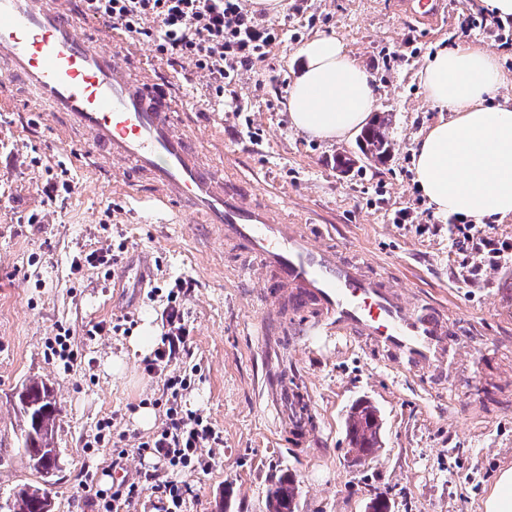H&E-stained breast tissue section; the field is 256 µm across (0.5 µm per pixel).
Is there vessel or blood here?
Instances as JSON below:
<instances>
[{
	"instance_id": "obj_1",
	"label": "vessel or blood",
	"mask_w": 512,
	"mask_h": 512,
	"mask_svg": "<svg viewBox=\"0 0 512 512\" xmlns=\"http://www.w3.org/2000/svg\"><path fill=\"white\" fill-rule=\"evenodd\" d=\"M404 4L425 24L442 9V0ZM136 54L118 34H84L78 0H0L7 75L56 116L59 132L81 131L93 155L148 183L159 205L212 225L245 253L262 299L311 309L318 327L361 339L399 368L439 374L455 365L459 351L439 309L345 260L342 243L290 223L275 196L248 200L241 179L185 131L178 101L130 66Z\"/></svg>"
}]
</instances>
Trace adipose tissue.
Segmentation results:
<instances>
[{
    "label": "adipose tissue",
    "mask_w": 512,
    "mask_h": 512,
    "mask_svg": "<svg viewBox=\"0 0 512 512\" xmlns=\"http://www.w3.org/2000/svg\"><path fill=\"white\" fill-rule=\"evenodd\" d=\"M299 55L288 90L291 125L348 140L374 108L368 74L334 37L310 39ZM500 78L496 56L468 43L441 49L421 73L428 99L446 117L413 151L418 188L436 212L479 227L512 217V101H494Z\"/></svg>",
    "instance_id": "obj_1"
}]
</instances>
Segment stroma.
<instances>
[{
	"label": "stroma",
	"mask_w": 512,
	"mask_h": 512,
	"mask_svg": "<svg viewBox=\"0 0 512 512\" xmlns=\"http://www.w3.org/2000/svg\"><path fill=\"white\" fill-rule=\"evenodd\" d=\"M285 3L261 16L280 30L281 43L220 98L189 62L161 57L149 37L135 42L161 82L181 95L202 145L220 141L225 167L278 194L292 218L321 222L348 242L350 258H368L401 289L444 306L462 360L443 379L404 373L359 339L317 329L310 312L284 304L270 334L258 335L253 285L237 278L239 260L214 230L133 204L130 190L87 167L84 140L58 141L51 114L13 84L14 109L0 111V448L17 446L16 388L45 380L60 407L54 512H93L80 497L84 472L104 490L152 472L133 452L146 434L134 414L160 397L163 381L145 371V355L131 340L147 325L162 333L166 300L157 290L178 276L196 282L183 308L201 372L187 406L224 436L208 450L211 467L186 474L194 490L186 512H267L269 487L289 473L301 486L300 512H367L379 495L391 512H483L498 474L512 468V263L484 266L478 254L457 253L453 217L429 205L412 164L418 137L442 117L418 77L428 57L463 41L495 54L507 80L494 94L512 100V44L481 26L484 0H443L433 27L401 0ZM317 34L341 39L370 75L374 113L389 118L394 144L382 161H361L358 139L320 140L291 126V72L300 47ZM232 98L244 113L231 111ZM248 125L256 139L244 135ZM340 155L354 159L350 171H339ZM62 171L72 191L48 202L43 188ZM403 208L414 210L426 233L393 224ZM118 239L126 245L117 265L125 279H103L90 267L72 272L74 256ZM124 316L135 321L130 332L91 335L93 325ZM62 330L78 352L66 373L48 351ZM116 359L124 366L119 375ZM283 379L301 404L273 399ZM360 398L380 409L383 444L377 458L353 466L344 421ZM112 414L129 451L118 470L110 449L85 447L98 420Z\"/></svg>",
	"instance_id": "1"
}]
</instances>
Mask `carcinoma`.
<instances>
[{"label":"carcinoma","mask_w":512,"mask_h":512,"mask_svg":"<svg viewBox=\"0 0 512 512\" xmlns=\"http://www.w3.org/2000/svg\"><path fill=\"white\" fill-rule=\"evenodd\" d=\"M388 120L382 119L363 134L366 150L379 157L390 152L392 142L388 136ZM27 390L29 406L17 402L19 414L18 448L15 452L24 458L28 467L38 474L50 468L45 462L49 446L48 437L54 435L60 413L53 390L46 382L27 380L21 384ZM378 409L369 404H357L351 408L346 421V435L353 445L366 455H374L382 448L377 438L378 426L374 423ZM46 489L39 485L22 484L9 493L6 503L8 512H43ZM267 512H288V490L278 482L267 493Z\"/></svg>","instance_id":"cac0c4a2"}]
</instances>
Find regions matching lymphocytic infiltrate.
Masks as SVG:
<instances>
[{
  "mask_svg": "<svg viewBox=\"0 0 512 512\" xmlns=\"http://www.w3.org/2000/svg\"><path fill=\"white\" fill-rule=\"evenodd\" d=\"M86 11L128 36L153 38L156 52L167 60L192 62L211 79L219 96L241 71L265 57L279 36L277 28L257 22L243 0H86ZM454 246L483 255L491 265L512 260V238L485 236L473 224L456 225ZM195 286L189 277L169 283L161 342L144 360L146 371L163 379L162 394L154 401L163 420L158 431L139 439L135 452L139 458L154 459L164 476L148 486L124 479L108 492L85 477L80 487L85 496L99 501L97 512H134L147 490L157 499L159 512H184L192 489L182 481V473L208 470L211 463L204 458V449L223 441L221 431L185 401L199 369L180 367L190 353L182 303Z\"/></svg>",
  "mask_w": 512,
  "mask_h": 512,
  "instance_id": "lymphocytic-infiltrate-1",
  "label": "lymphocytic infiltrate"
}]
</instances>
